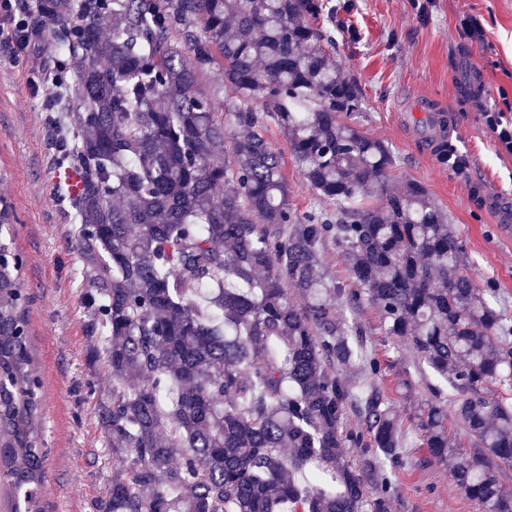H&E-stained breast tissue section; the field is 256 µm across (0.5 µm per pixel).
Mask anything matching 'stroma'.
Segmentation results:
<instances>
[{
    "mask_svg": "<svg viewBox=\"0 0 512 512\" xmlns=\"http://www.w3.org/2000/svg\"><path fill=\"white\" fill-rule=\"evenodd\" d=\"M350 39L335 33L330 55L360 88L364 135L383 140L399 159L393 185L421 182L445 208L477 285L494 282L496 307L512 321V242L496 230L495 213L512 208V154L485 122L487 109L512 105V0H354ZM483 24L472 43L457 28L460 15ZM49 87L32 82L25 60L0 41V194L10 198L15 242L25 258L21 286L29 299V341L42 380V440L47 450L43 512H100L112 482V455L98 404L112 392L111 371L99 352L82 256L72 237L73 215L55 188L51 141L57 131L42 101ZM451 127L449 148L464 170L429 154L427 115ZM267 137L280 152L289 200L305 210L312 193L277 129ZM365 331L362 348L381 367L376 383L412 428L432 388L445 383L419 365L407 344L387 336L376 308L347 311ZM393 477L389 512H478L446 465L425 448L407 446Z\"/></svg>",
    "mask_w": 512,
    "mask_h": 512,
    "instance_id": "stroma-1",
    "label": "stroma"
}]
</instances>
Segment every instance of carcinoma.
<instances>
[{
    "instance_id": "carcinoma-1",
    "label": "carcinoma",
    "mask_w": 512,
    "mask_h": 512,
    "mask_svg": "<svg viewBox=\"0 0 512 512\" xmlns=\"http://www.w3.org/2000/svg\"><path fill=\"white\" fill-rule=\"evenodd\" d=\"M352 0H38L61 56L69 129L60 196L90 275L112 373L98 417L112 445L103 512H388L344 449L403 464L404 431L367 370L346 308L376 307L388 335L454 392L415 430L480 512H512V327L461 264L448 213L421 183L390 186L384 142L350 123L358 86L324 45L355 36ZM230 86L224 118L198 89ZM286 139L314 201L288 199ZM231 144V152L224 145ZM15 211L0 196V482L10 512H42L41 382L28 341ZM349 284L320 270L329 239ZM477 450L448 438V411ZM360 427L343 431L349 412Z\"/></svg>"
}]
</instances>
